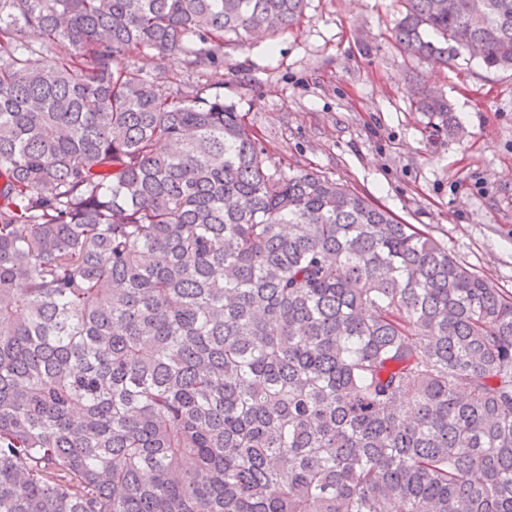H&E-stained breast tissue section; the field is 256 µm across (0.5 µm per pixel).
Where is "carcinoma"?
I'll list each match as a JSON object with an SVG mask.
<instances>
[{
  "label": "carcinoma",
  "mask_w": 512,
  "mask_h": 512,
  "mask_svg": "<svg viewBox=\"0 0 512 512\" xmlns=\"http://www.w3.org/2000/svg\"><path fill=\"white\" fill-rule=\"evenodd\" d=\"M304 2L0 0V512H512V294L125 63ZM403 4L512 68V0Z\"/></svg>",
  "instance_id": "1"
}]
</instances>
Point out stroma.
Listing matches in <instances>:
<instances>
[{"label": "stroma", "mask_w": 512, "mask_h": 512, "mask_svg": "<svg viewBox=\"0 0 512 512\" xmlns=\"http://www.w3.org/2000/svg\"><path fill=\"white\" fill-rule=\"evenodd\" d=\"M400 0H306L298 24L224 48L223 65L132 50L164 73V95L191 89L235 103L282 175L315 171L348 185L512 292V69L404 55ZM443 94L455 133L434 131L416 91Z\"/></svg>", "instance_id": "stroma-1"}]
</instances>
